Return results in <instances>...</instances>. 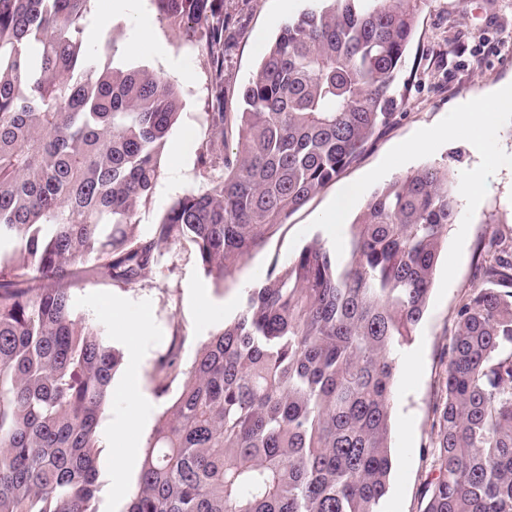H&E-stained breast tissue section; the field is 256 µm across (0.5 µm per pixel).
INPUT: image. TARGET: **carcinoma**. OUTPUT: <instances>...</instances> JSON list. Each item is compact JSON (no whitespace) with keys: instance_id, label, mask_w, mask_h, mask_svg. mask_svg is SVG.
Wrapping results in <instances>:
<instances>
[{"instance_id":"obj_1","label":"carcinoma","mask_w":512,"mask_h":512,"mask_svg":"<svg viewBox=\"0 0 512 512\" xmlns=\"http://www.w3.org/2000/svg\"><path fill=\"white\" fill-rule=\"evenodd\" d=\"M94 0H0V512H99V425L121 364L75 314L99 277L149 279L190 243L217 283L398 117L396 82L427 0H306L224 111V0H152L208 58L209 186L139 232L181 100L100 67ZM237 135L234 152L228 137ZM222 169L224 176L210 178ZM459 204L423 166L360 208L342 257L314 241L273 264L203 341L149 436L121 512H385L397 356L426 311ZM420 512H512V253L493 252L444 351Z\"/></svg>"}]
</instances>
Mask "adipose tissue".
<instances>
[{"label": "adipose tissue", "mask_w": 512, "mask_h": 512, "mask_svg": "<svg viewBox=\"0 0 512 512\" xmlns=\"http://www.w3.org/2000/svg\"><path fill=\"white\" fill-rule=\"evenodd\" d=\"M506 104H512V85L503 86L479 103L465 110L449 113L448 115V124L444 129L445 135H452L458 127L469 123L478 124L483 130L481 140L486 144L483 169L481 174L469 184L471 194L482 193L488 185L489 178L502 167H512V156H502L488 146L493 131L495 115Z\"/></svg>", "instance_id": "adipose-tissue-1"}]
</instances>
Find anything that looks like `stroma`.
Here are the masks:
<instances>
[{
  "mask_svg": "<svg viewBox=\"0 0 512 512\" xmlns=\"http://www.w3.org/2000/svg\"><path fill=\"white\" fill-rule=\"evenodd\" d=\"M224 4L243 15L224 61L225 109L236 112L241 92L260 59V45L269 44L284 22L305 8L306 0H224ZM143 13L150 19L158 46L151 55L128 51ZM112 26L117 30V60L171 80L183 104L178 123L167 137L156 188L138 211L139 230L148 234L175 199L207 184L200 175L196 148L208 134L210 72L198 50L160 18L152 0H135L127 15L115 19ZM508 83H512V0H428L417 18L397 79L403 98L400 118L382 130L336 180L293 213L262 247L237 264L223 284H215L205 274L191 245L176 243L161 247L149 281L125 285L101 280L75 291L78 316L99 323L122 354L100 421V512H119L123 494L135 488L147 439L171 392L180 387L175 380L168 393H160L158 361L176 353L180 371H187L200 344L239 315L246 290L264 279L273 263H286L312 240L347 254L350 227H342L332 238L321 222L347 185L362 184V195L367 198L397 177L434 164L457 178L459 216L448 228L424 317L398 356L391 414L394 464L386 508V512H420V490L431 477L428 451L435 440L433 405L445 369L441 354L456 310L488 258L487 245L493 240L512 244V169L501 171L489 189L475 198L469 195L468 185L480 163L477 131L465 129L436 138L416 152L408 146L447 125L449 113ZM185 127L194 132V147L179 155L174 146ZM203 293L211 305L207 318L199 313ZM121 311L147 319L143 335H126L117 317ZM139 416L144 425L134 449L113 443V426Z\"/></svg>",
  "mask_w": 512,
  "mask_h": 512,
  "instance_id": "obj_1",
  "label": "stroma"
}]
</instances>
